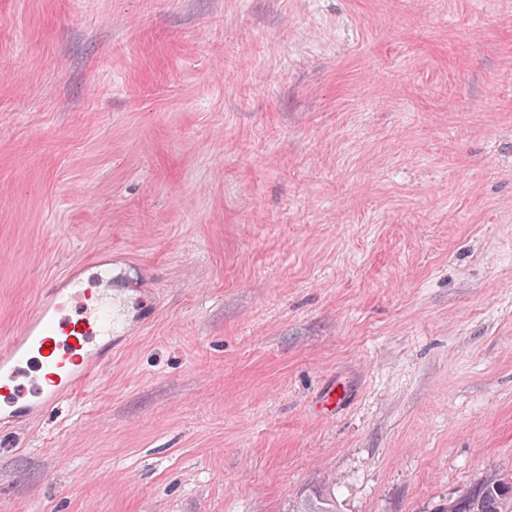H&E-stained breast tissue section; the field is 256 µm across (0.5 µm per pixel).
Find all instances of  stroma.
Segmentation results:
<instances>
[{"mask_svg":"<svg viewBox=\"0 0 512 512\" xmlns=\"http://www.w3.org/2000/svg\"><path fill=\"white\" fill-rule=\"evenodd\" d=\"M105 251L154 317L0 427V512L511 476L512 0H0V338ZM347 398V390L343 386L339 388L338 385L332 383L322 392L318 400V410L322 414L334 415L336 411L342 407Z\"/></svg>","mask_w":512,"mask_h":512,"instance_id":"obj_1","label":"stroma"}]
</instances>
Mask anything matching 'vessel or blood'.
<instances>
[{"label": "vessel or blood", "instance_id": "1", "mask_svg": "<svg viewBox=\"0 0 512 512\" xmlns=\"http://www.w3.org/2000/svg\"><path fill=\"white\" fill-rule=\"evenodd\" d=\"M93 267V281L69 275L49 288L15 334L0 340V427L33 419L53 409L99 376L105 358L124 337L133 317L127 300L128 278L104 260ZM76 302L63 313V299ZM346 388H325L318 410L335 414Z\"/></svg>", "mask_w": 512, "mask_h": 512}]
</instances>
